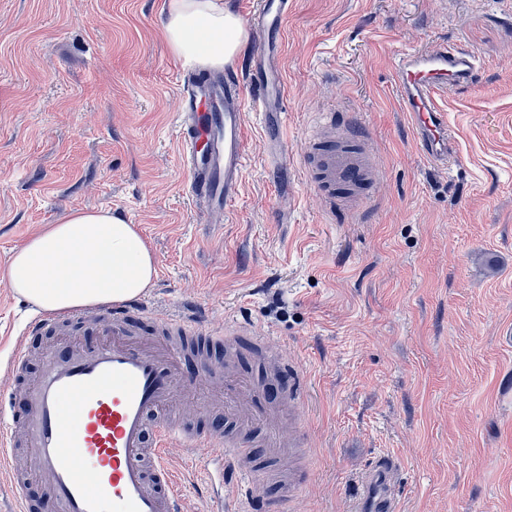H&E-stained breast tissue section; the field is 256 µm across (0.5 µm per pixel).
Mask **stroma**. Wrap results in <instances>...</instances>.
Wrapping results in <instances>:
<instances>
[{
	"label": "stroma",
	"instance_id": "1",
	"mask_svg": "<svg viewBox=\"0 0 512 512\" xmlns=\"http://www.w3.org/2000/svg\"><path fill=\"white\" fill-rule=\"evenodd\" d=\"M163 0H0V271L74 209L109 208L157 259L153 316L226 317L271 337L305 397L306 484L255 479L244 512H351L379 457L398 512H512V0H297L286 24L283 139L301 157L322 115L350 111L381 176L362 208L331 213L296 172L291 201L247 111L244 190L227 223L198 222L175 123L183 66ZM448 41L482 66L443 95L457 165L416 151L393 80L405 52ZM35 307L0 285V359ZM174 401L206 430L224 413Z\"/></svg>",
	"mask_w": 512,
	"mask_h": 512
}]
</instances>
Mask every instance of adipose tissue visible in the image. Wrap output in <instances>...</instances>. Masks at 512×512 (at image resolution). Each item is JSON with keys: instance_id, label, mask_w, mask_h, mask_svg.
I'll return each mask as SVG.
<instances>
[{"instance_id": "ef3b65f1", "label": "adipose tissue", "mask_w": 512, "mask_h": 512, "mask_svg": "<svg viewBox=\"0 0 512 512\" xmlns=\"http://www.w3.org/2000/svg\"><path fill=\"white\" fill-rule=\"evenodd\" d=\"M163 12L165 41L186 64L223 66L247 39L224 0H165ZM156 273L135 225L109 209H75L15 250L0 283L55 313L138 297Z\"/></svg>"}]
</instances>
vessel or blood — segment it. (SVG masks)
Instances as JSON below:
<instances>
[{
	"label": "vessel or blood",
	"instance_id": "b4317fda",
	"mask_svg": "<svg viewBox=\"0 0 512 512\" xmlns=\"http://www.w3.org/2000/svg\"><path fill=\"white\" fill-rule=\"evenodd\" d=\"M296 0H252L242 21L259 41L256 51L238 66L209 73L189 83L178 115L177 132L183 165L189 175L187 193L197 213L223 215L242 194L246 168L245 105L259 112L263 123H284L287 91L283 69L284 25ZM481 68L472 49L453 43L425 47L399 57L395 82L400 107L411 126L421 157L434 165L457 162L455 137L437 104L439 94L467 92L480 81ZM335 138L312 145L309 171L312 186L329 210H350L353 197L376 179L371 151H357L347 120L326 113ZM266 168L292 171L291 155L280 138H268ZM149 314L147 300L106 303L70 309L35 320L40 333L63 322H99L106 336L91 344H51L41 353V368L29 382L23 400L11 389L0 391V417L12 434L0 438V462L9 463L16 442H23L44 480L52 512H183L179 484L168 463L177 445L191 453V463L210 482L209 512H224V473L250 475L253 448L267 455L288 448L303 453L300 427L284 437L256 440L247 434L252 422L276 421L282 407L300 412L296 389L280 380L267 386L266 406L253 405L257 392L233 374L224 377V419L210 431L172 427L166 416L179 385L206 383L211 369L204 362L188 364L169 339L171 329L185 337L223 343L237 351L241 340L270 353L284 368L282 351L270 337L249 323L231 321L214 331L196 318L155 320L148 337L135 338L134 323ZM238 428L223 434L224 421ZM396 464L383 458L366 479L367 495L357 512H397L391 478ZM7 491L13 512H30L28 490L10 478Z\"/></svg>",
	"mask_w": 512,
	"mask_h": 512
}]
</instances>
